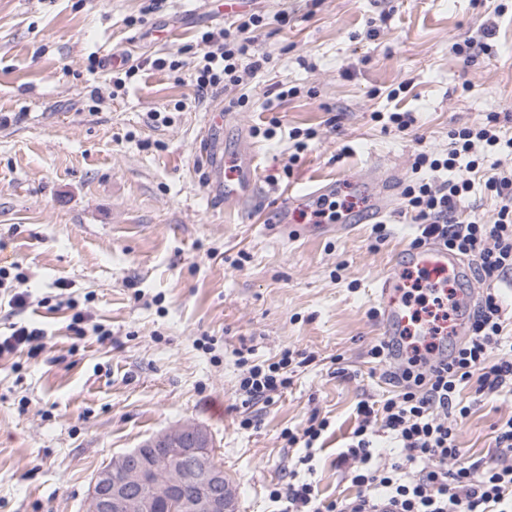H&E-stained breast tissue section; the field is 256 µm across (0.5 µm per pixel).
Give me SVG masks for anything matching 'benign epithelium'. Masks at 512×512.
<instances>
[{
	"label": "benign epithelium",
	"instance_id": "benign-epithelium-1",
	"mask_svg": "<svg viewBox=\"0 0 512 512\" xmlns=\"http://www.w3.org/2000/svg\"><path fill=\"white\" fill-rule=\"evenodd\" d=\"M195 423L170 427L112 459L94 475L86 512H236V491ZM194 486L193 495L183 488Z\"/></svg>",
	"mask_w": 512,
	"mask_h": 512
}]
</instances>
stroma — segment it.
Here are the masks:
<instances>
[{
    "mask_svg": "<svg viewBox=\"0 0 512 512\" xmlns=\"http://www.w3.org/2000/svg\"><path fill=\"white\" fill-rule=\"evenodd\" d=\"M491 54L464 64L454 43L480 38L482 0H249L268 24L252 33L268 68L229 91L195 97L198 33L228 22L224 0H165L130 25L142 0H0V267L28 278L29 305L0 288V332L45 328L43 347L0 356V512H83L96 471L179 423L204 426L236 489L237 512H271L274 484L314 481L325 501L357 494L338 461L359 401L392 395L395 360L374 288L420 235L398 201L416 155L448 149L450 129L497 115L512 136V0ZM178 56L179 70L145 69L113 90L95 60ZM398 98L388 93L401 82ZM296 96L276 100L279 84ZM248 95L250 109H229ZM226 171L256 156L260 195L240 205L212 195L198 158L216 108ZM413 113L406 131L373 111ZM172 122L152 121L151 111ZM279 126L274 137L255 127ZM314 136L295 151L288 133ZM394 174V203L372 224L277 231L289 198L318 180L364 215L356 187ZM291 176H284V166ZM81 316L86 335L73 330ZM108 338H98V330ZM307 355L275 403L246 409L239 351L258 361ZM459 421L468 461L496 457L494 426L512 395L475 400ZM257 427L239 426L247 414ZM327 419L309 464L283 433Z\"/></svg>",
    "mask_w": 512,
    "mask_h": 512,
    "instance_id": "35a3bbf8",
    "label": "stroma"
}]
</instances>
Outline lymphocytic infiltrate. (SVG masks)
<instances>
[{
    "mask_svg": "<svg viewBox=\"0 0 512 512\" xmlns=\"http://www.w3.org/2000/svg\"><path fill=\"white\" fill-rule=\"evenodd\" d=\"M257 10L236 15L230 26L205 31L207 50L196 66V96L239 85L243 74H257L269 56L251 52L250 33L264 26ZM447 153L420 152L416 173L402 191L403 211L421 227L422 238L441 241L456 255L473 257L491 287L471 313L469 336L447 355L425 337L401 336L397 348L379 342L371 358L400 352L393 373L396 393L382 403L360 402L358 424L341 463L350 467L358 495L325 503L313 482L299 480L273 487L274 512H512V417L496 426L497 460L461 462L456 426L468 406L459 392L512 393V336L504 332L497 284H512V169L484 181L496 208L485 220L461 221L458 209L474 187L473 173L487 158H512V136L497 127L496 116L482 124L452 129ZM296 357L283 351L272 362L240 357L239 393L245 407L273 403L287 390Z\"/></svg>",
    "mask_w": 512,
    "mask_h": 512,
    "instance_id": "lymphocytic-infiltrate-1",
    "label": "lymphocytic infiltrate"
}]
</instances>
